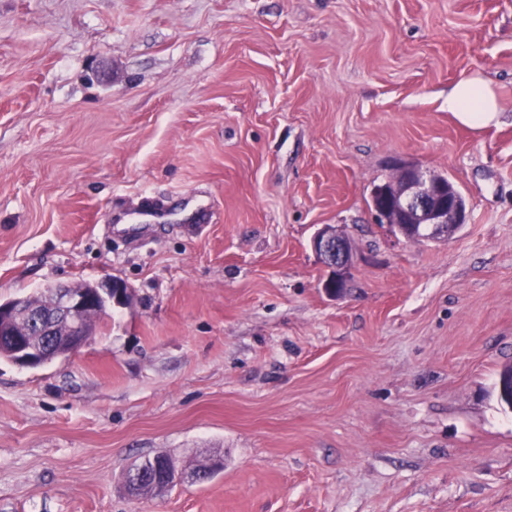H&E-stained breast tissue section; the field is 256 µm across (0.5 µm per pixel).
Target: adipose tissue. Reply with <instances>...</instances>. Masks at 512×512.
Listing matches in <instances>:
<instances>
[{
    "instance_id": "ef3b65f1",
    "label": "adipose tissue",
    "mask_w": 512,
    "mask_h": 512,
    "mask_svg": "<svg viewBox=\"0 0 512 512\" xmlns=\"http://www.w3.org/2000/svg\"><path fill=\"white\" fill-rule=\"evenodd\" d=\"M448 110L462 125L479 130L497 122L501 106L490 84L472 76L449 89Z\"/></svg>"
}]
</instances>
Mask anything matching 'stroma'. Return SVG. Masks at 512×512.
Here are the masks:
<instances>
[{"instance_id": "35a3bbf8", "label": "stroma", "mask_w": 512, "mask_h": 512, "mask_svg": "<svg viewBox=\"0 0 512 512\" xmlns=\"http://www.w3.org/2000/svg\"><path fill=\"white\" fill-rule=\"evenodd\" d=\"M401 163L452 238L378 223ZM112 276L76 353L0 361V512H512V0H0V300ZM448 110L462 125L479 130L497 122L501 106L490 84L472 76L448 90ZM392 187L386 184L375 189V201L371 203L377 221L383 224H429L432 232L448 236V227L466 224L468 213L460 205L458 195L448 188V183L436 174L427 173L415 165L402 164L397 168ZM427 226L419 228V234L435 238ZM430 230V232L428 231ZM402 234L413 241L421 240L418 233ZM311 247L322 263L332 269V280L327 281L325 288L332 295H340L353 261L348 243L332 226L323 225L312 237ZM142 463H150L155 471L154 480L161 483L168 484L174 483L176 480L182 478L183 472L179 470L175 462L165 453H158L152 458L146 459L140 464L130 469L126 478V491L135 498V493L143 481L140 480L139 475L142 473Z\"/></svg>"}]
</instances>
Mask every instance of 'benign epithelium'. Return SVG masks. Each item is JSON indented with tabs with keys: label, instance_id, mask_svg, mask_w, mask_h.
<instances>
[{
	"label": "benign epithelium",
	"instance_id": "7a95c632",
	"mask_svg": "<svg viewBox=\"0 0 512 512\" xmlns=\"http://www.w3.org/2000/svg\"><path fill=\"white\" fill-rule=\"evenodd\" d=\"M374 196L373 210L377 221L383 224H428L435 235L446 236L448 228L463 226L468 217L446 181L412 164L398 166L392 187L383 184L375 189ZM311 247L332 269V280L325 288L332 295H340L353 261L348 243L332 226L324 225L312 237ZM49 294L52 304L47 309L37 307L29 297L0 303V337H11L18 366H39L44 356L58 346L75 352L89 339L84 326L88 311L95 309L104 314L112 305H127L131 298L129 288L111 277L96 282L90 291L56 284L49 287ZM145 463L155 471L154 480L163 484L183 476L165 453H158Z\"/></svg>",
	"mask_w": 512,
	"mask_h": 512
}]
</instances>
